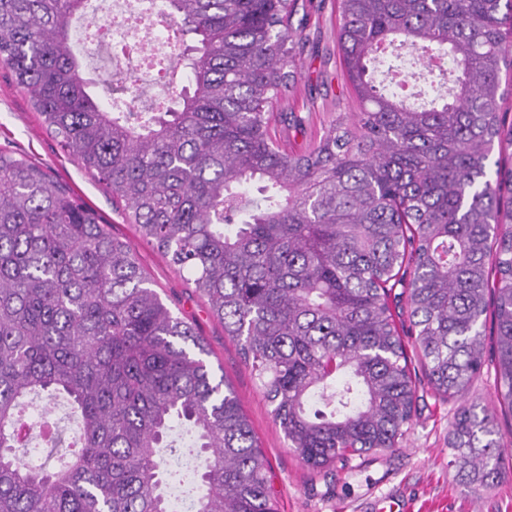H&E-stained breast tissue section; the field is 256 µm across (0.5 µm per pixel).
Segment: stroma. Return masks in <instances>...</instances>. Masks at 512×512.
Returning <instances> with one entry per match:
<instances>
[{
    "instance_id": "obj_1",
    "label": "stroma",
    "mask_w": 512,
    "mask_h": 512,
    "mask_svg": "<svg viewBox=\"0 0 512 512\" xmlns=\"http://www.w3.org/2000/svg\"><path fill=\"white\" fill-rule=\"evenodd\" d=\"M312 16L307 42L299 56L302 78L290 98L296 112L311 113L305 131L289 130L288 140L301 148L311 134L324 131L337 107L354 111L344 90L337 63L338 42L334 0H311ZM0 148L27 156L78 195L119 237L135 244L140 262L158 293L173 312L198 326L212 366L223 367L226 381L238 394L258 443L271 463L269 480L279 512H512V478L475 494L465 486L448 447V433L461 406L429 385L419 358L410 369L418 388L416 413L396 451H373L352 458L346 465L317 472L289 450L288 441L271 416L251 368L237 344L225 336L207 304L188 282L152 246L142 242L134 225L124 223L103 188L80 169L45 129L29 97L0 68ZM65 431L75 424L65 401L48 405L37 398L25 408L34 429L28 443L34 450L33 466L59 468L56 450L46 447L38 431L44 408Z\"/></svg>"
}]
</instances>
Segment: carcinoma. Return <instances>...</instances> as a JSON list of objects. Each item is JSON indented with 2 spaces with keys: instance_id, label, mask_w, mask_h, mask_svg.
I'll return each instance as SVG.
<instances>
[{
  "instance_id": "carcinoma-1",
  "label": "carcinoma",
  "mask_w": 512,
  "mask_h": 512,
  "mask_svg": "<svg viewBox=\"0 0 512 512\" xmlns=\"http://www.w3.org/2000/svg\"><path fill=\"white\" fill-rule=\"evenodd\" d=\"M130 12L184 46L189 84L172 106L108 108L91 90H115L82 76L73 40L93 0H0V66L126 223L192 276L289 450L321 470L397 448L416 406L392 311L404 296L444 397L467 394L492 322L497 400L512 413V0H336L359 107L300 150L279 127L305 124L288 103L305 0H135ZM388 46L416 57L429 105L406 103L397 71L377 80ZM441 56L450 68L431 65ZM206 354L132 242L0 149V512H170L165 476L184 469L203 487L190 512H277L269 460ZM44 392L80 423L54 471L19 453L20 407ZM448 447L473 491L512 472L494 410L463 405Z\"/></svg>"
}]
</instances>
